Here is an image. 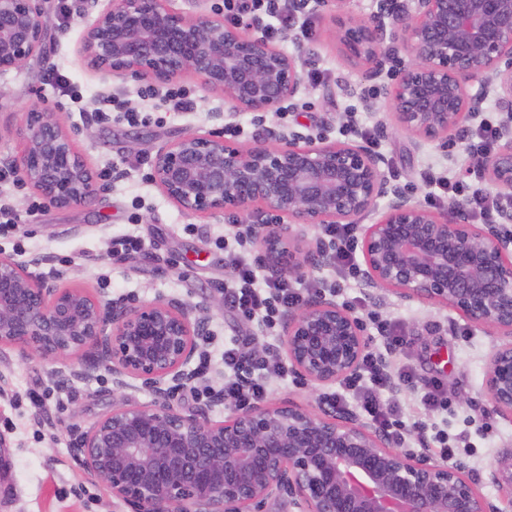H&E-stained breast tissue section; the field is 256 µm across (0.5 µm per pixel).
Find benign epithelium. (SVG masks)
Instances as JSON below:
<instances>
[{"mask_svg":"<svg viewBox=\"0 0 512 512\" xmlns=\"http://www.w3.org/2000/svg\"><path fill=\"white\" fill-rule=\"evenodd\" d=\"M349 0H316L337 23L348 55L366 77H393L384 88L399 126L424 141H446L497 98L503 120L497 150L474 157L473 172L512 194V0H376L368 19ZM48 19L38 0H0V72L18 70L45 47ZM84 53L106 75L167 86L183 74L255 113L280 112L303 74L297 57L265 36L262 19L242 27L224 16L189 18L168 0H112L87 27ZM408 62L393 69L399 52ZM22 154L4 160L18 182L65 209L105 193L78 154L61 116L25 115ZM384 159L357 142L268 129L248 144L215 131L187 134L155 154L151 181L195 215H249L274 222L252 234L273 277L322 270L333 245L298 238L294 224H356L375 214L361 239L364 284L404 299L457 311L470 326L503 337L485 379L493 410L512 419V202L493 224H472L460 207L446 212L403 193ZM47 260L0 254V344L51 361L77 356L69 377L90 381L100 368L113 390L141 380L153 400H127L74 438L88 479L133 512H256L285 498L297 512H504L479 481L412 448L395 445L351 414H321L263 401L209 417L222 395L192 409L172 404L196 379L198 339L209 334L204 306L159 295L148 302L102 299L63 284ZM286 358L306 381L327 385L355 374L367 345L360 320L330 292L281 318Z\"/></svg>","mask_w":512,"mask_h":512,"instance_id":"1","label":"benign epithelium"}]
</instances>
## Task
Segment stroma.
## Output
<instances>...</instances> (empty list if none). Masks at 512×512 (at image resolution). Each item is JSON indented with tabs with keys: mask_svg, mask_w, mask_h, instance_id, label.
<instances>
[{
	"mask_svg": "<svg viewBox=\"0 0 512 512\" xmlns=\"http://www.w3.org/2000/svg\"><path fill=\"white\" fill-rule=\"evenodd\" d=\"M50 19L44 54L24 69L0 75V159L20 154L24 144L17 129L32 109L62 113L74 127V144L95 176L111 182L110 190L89 206L56 209L41 203L15 176L0 180V205L10 208L18 222L0 236V252L24 260L46 257L65 276L68 285L89 289L106 298L128 296L150 301L158 295L176 296L190 304H209L210 333L201 337V371L194 386L175 394L181 409L207 400L210 390L224 387V342L239 335L236 313L224 303V288L233 277L217 245L229 224L240 216L229 213L193 215L167 200L149 178L157 149L186 134H204L225 124L240 125L238 142L247 144L263 126L324 134L329 139L358 142L372 138L386 160L385 172L397 183L415 190L433 208L457 204L454 194L431 200L429 176L464 180L489 195L498 190L470 173L472 157L463 135L448 141L416 143L402 130L382 90L366 88L364 67L354 62L336 39V25L315 5L302 15L311 37L300 29L279 35L276 44L299 57L304 82L296 112H269L258 117L241 112L223 95L209 90L201 78L187 73L177 81L196 100L191 112L164 111L158 99L146 96V83L112 78L93 69L80 51L90 19L85 0H43ZM102 122H91L98 111ZM141 121H128L127 112ZM140 240L138 251L116 253L115 239ZM295 287H336L337 301L359 297L354 313L363 323L369 349L383 351L377 325L394 327L406 344L392 354L394 368L409 369L416 381L435 378L460 390L449 399L447 411L432 415L416 389L396 395L408 421H436L449 436H462L469 449L459 450L454 463L479 478L480 491L500 503L490 471H507L512 458V422L492 409L485 394L490 357L500 342L493 331L471 327L452 309L419 300H405L388 288L340 287L332 268L293 275ZM69 362H51L23 349L0 346V434L10 448L9 472L0 484V512H132L103 486L87 480L73 442L76 431L112 410V377L99 370L95 380H69ZM327 388L299 376L274 383L269 401L293 402L318 411L325 407Z\"/></svg>",
	"mask_w": 512,
	"mask_h": 512,
	"instance_id": "obj_1",
	"label": "stroma"
}]
</instances>
